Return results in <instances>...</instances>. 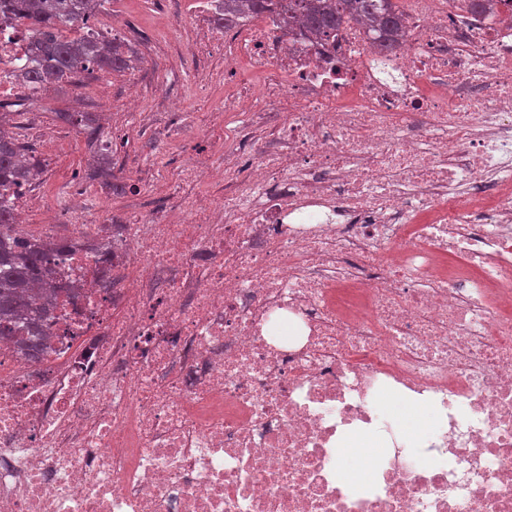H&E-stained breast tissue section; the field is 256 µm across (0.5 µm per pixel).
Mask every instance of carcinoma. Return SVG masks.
<instances>
[{
    "label": "carcinoma",
    "mask_w": 512,
    "mask_h": 512,
    "mask_svg": "<svg viewBox=\"0 0 512 512\" xmlns=\"http://www.w3.org/2000/svg\"><path fill=\"white\" fill-rule=\"evenodd\" d=\"M106 0H0V17L32 35V63L17 75L27 90H42L76 74L121 71L129 66L123 45L91 33L70 38L82 29ZM300 15L304 29L334 32L343 24L368 21L387 49L399 45L402 23L393 0H224L217 25L228 29L244 13ZM41 163L13 135L0 132V339H8L32 356L49 339L51 301L47 255L67 248L68 241L44 242L17 228L10 199L40 172Z\"/></svg>",
    "instance_id": "cac0c4a2"
}]
</instances>
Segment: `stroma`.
Segmentation results:
<instances>
[{
	"instance_id": "stroma-1",
	"label": "stroma",
	"mask_w": 512,
	"mask_h": 512,
	"mask_svg": "<svg viewBox=\"0 0 512 512\" xmlns=\"http://www.w3.org/2000/svg\"><path fill=\"white\" fill-rule=\"evenodd\" d=\"M100 14L124 18L126 25L118 33L136 62L132 69L96 73L83 85L65 84L25 101L24 111L42 113L62 133L50 148L37 140L30 143L44 167L38 187L45 208L27 213L26 223H44L47 214L68 206L61 190L76 181L86 190L83 209L89 223L122 224L133 215L153 214L170 200L166 179L150 186L138 184L143 170L169 174L183 163L202 159L208 160L210 170L220 165L208 156L201 119L203 113L223 111L224 98L234 85L219 78L224 71L223 50L201 56L192 48L193 0L176 6L170 0H107ZM133 85L141 92L140 111L154 115V130L141 135L131 121L122 135L113 136L112 117L129 111ZM66 112L92 118L101 142L110 147L111 175L98 174L95 151L80 128L63 120ZM112 180L127 184L126 193L113 194L108 187Z\"/></svg>"
}]
</instances>
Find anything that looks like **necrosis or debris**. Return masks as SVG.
<instances>
[{
  "label": "necrosis or debris",
  "mask_w": 512,
  "mask_h": 512,
  "mask_svg": "<svg viewBox=\"0 0 512 512\" xmlns=\"http://www.w3.org/2000/svg\"><path fill=\"white\" fill-rule=\"evenodd\" d=\"M397 5L386 56L359 24L225 36L259 84L213 115L216 204L60 213L51 345L0 340V512H512V0ZM26 46L0 24V98ZM359 430L392 445L362 490Z\"/></svg>",
  "instance_id": "necrosis-or-debris-1"
}]
</instances>
